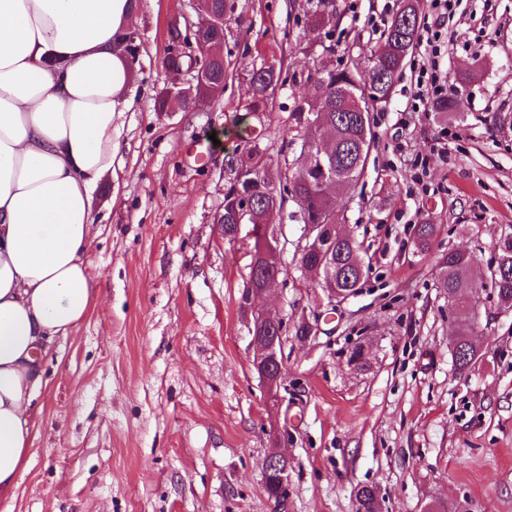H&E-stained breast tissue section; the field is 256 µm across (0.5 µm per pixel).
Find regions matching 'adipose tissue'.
<instances>
[{
    "instance_id": "1",
    "label": "adipose tissue",
    "mask_w": 512,
    "mask_h": 512,
    "mask_svg": "<svg viewBox=\"0 0 512 512\" xmlns=\"http://www.w3.org/2000/svg\"><path fill=\"white\" fill-rule=\"evenodd\" d=\"M137 0H0V500L37 434L42 359L97 304L85 255L133 68Z\"/></svg>"
}]
</instances>
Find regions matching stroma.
<instances>
[{"label": "stroma", "instance_id": "1", "mask_svg": "<svg viewBox=\"0 0 512 512\" xmlns=\"http://www.w3.org/2000/svg\"><path fill=\"white\" fill-rule=\"evenodd\" d=\"M234 2L224 95L189 111L159 102L189 78L166 65L170 24L197 25L198 14L189 0H145L138 15L136 95L95 192L87 260L102 302L48 346L39 433L0 512H275L262 484L275 450L291 461L288 512H357L365 486L377 488L379 512H512V311L483 290L478 356L462 374L437 288L451 249L473 256L481 287L497 239L512 232V0H458L446 18L450 111L401 123L412 57L371 113L364 177L338 201L366 269L356 294L328 299L297 266L295 204L275 215L288 277L254 305L290 326L320 324L308 342L288 336L276 395L252 365L241 301L253 242L222 232L226 162L250 129L273 166L292 160L282 144L305 137L293 109L308 76L364 69L384 43L371 20L389 3L336 0L315 25L320 0ZM270 65L281 79L251 111V73ZM422 223L436 227L424 251ZM358 345L360 370L347 364Z\"/></svg>", "mask_w": 512, "mask_h": 512}]
</instances>
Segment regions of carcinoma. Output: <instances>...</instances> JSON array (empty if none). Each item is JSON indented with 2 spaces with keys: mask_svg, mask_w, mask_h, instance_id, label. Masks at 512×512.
Returning a JSON list of instances; mask_svg holds the SVG:
<instances>
[{
  "mask_svg": "<svg viewBox=\"0 0 512 512\" xmlns=\"http://www.w3.org/2000/svg\"><path fill=\"white\" fill-rule=\"evenodd\" d=\"M206 10L214 18L215 25L208 28L205 37L216 49L224 44V19L233 10L229 0H207ZM418 32V15L413 4H408L398 12L385 32L384 45L371 53L364 78L359 71L343 68L324 69L313 79L311 94L319 97L325 110L322 134L335 144V152L323 158V163L306 170L298 165L291 175L282 176L273 172L272 160L267 149L254 143L250 154L257 157L251 170L242 173L228 160L227 166L234 174L230 186L224 194V234L233 240L232 213L240 197L252 200V211L247 222L262 224L269 213L280 209L284 197L276 192V184L286 182L288 196L297 204L298 213L304 224H334L336 237L327 239L326 251L330 257L315 254L301 256V267L313 271L320 277L323 287L336 289V294L348 295L357 288L363 279L364 268L355 240L341 230L340 218L336 212V196L348 193L361 179L365 162L374 143L375 135L369 125V113L387 104L394 85L392 73L398 65L400 55L410 45V35ZM228 76L225 63H213L211 73L202 93L215 99L222 95ZM280 75L272 66L261 67L251 74L255 96L262 101L278 84ZM357 99L364 111H349L347 101ZM447 274L437 282L440 293L454 296L458 300V312L467 314L466 299L471 288L466 270L471 266L470 255L450 250L443 256ZM500 304L512 306V242L499 246V262L496 281L492 283ZM459 353L455 366L465 373L475 358L476 351L468 344L471 325L462 323L457 331ZM358 512H377L376 495L364 487L356 495Z\"/></svg>",
  "mask_w": 512,
  "mask_h": 512,
  "instance_id": "cac0c4a2",
  "label": "carcinoma"
}]
</instances>
